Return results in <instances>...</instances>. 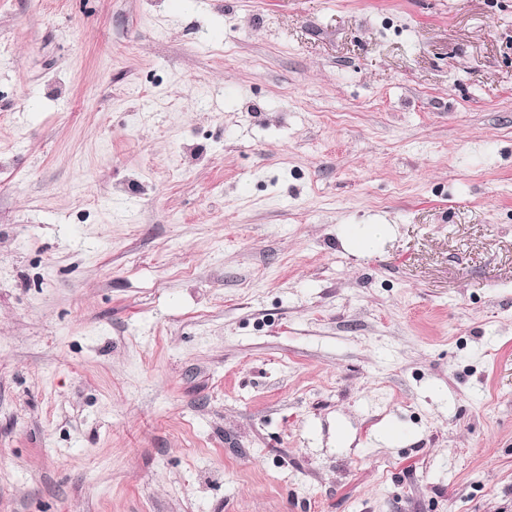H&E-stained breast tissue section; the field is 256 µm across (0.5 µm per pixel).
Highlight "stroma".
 I'll use <instances>...</instances> for the list:
<instances>
[{"instance_id": "obj_1", "label": "stroma", "mask_w": 512, "mask_h": 512, "mask_svg": "<svg viewBox=\"0 0 512 512\" xmlns=\"http://www.w3.org/2000/svg\"><path fill=\"white\" fill-rule=\"evenodd\" d=\"M0 512H512V0H0Z\"/></svg>"}]
</instances>
